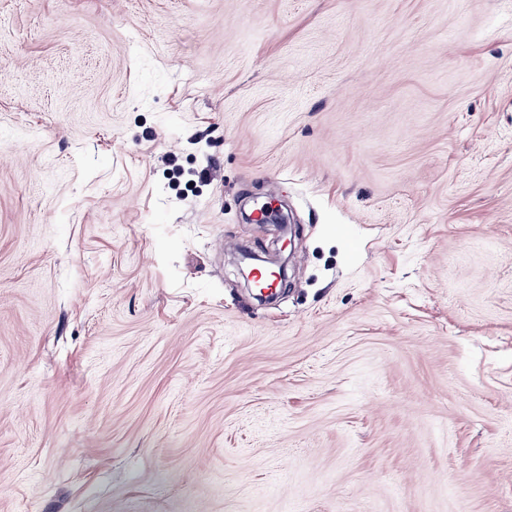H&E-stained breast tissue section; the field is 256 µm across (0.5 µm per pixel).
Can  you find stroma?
Wrapping results in <instances>:
<instances>
[{
    "instance_id": "1",
    "label": "stroma",
    "mask_w": 512,
    "mask_h": 512,
    "mask_svg": "<svg viewBox=\"0 0 512 512\" xmlns=\"http://www.w3.org/2000/svg\"><path fill=\"white\" fill-rule=\"evenodd\" d=\"M0 512H512V0H0Z\"/></svg>"
}]
</instances>
